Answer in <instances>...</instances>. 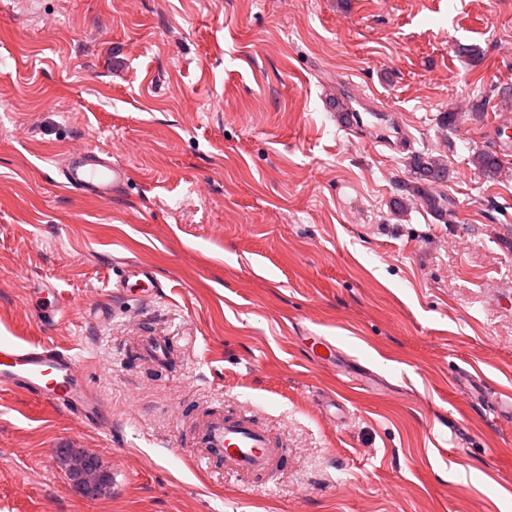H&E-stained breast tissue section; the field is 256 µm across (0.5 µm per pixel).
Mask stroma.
Instances as JSON below:
<instances>
[{"label": "stroma", "mask_w": 512, "mask_h": 512, "mask_svg": "<svg viewBox=\"0 0 512 512\" xmlns=\"http://www.w3.org/2000/svg\"><path fill=\"white\" fill-rule=\"evenodd\" d=\"M510 89L512 0H0V337L70 349L112 424L0 392V512H512V152L471 163ZM373 92L445 159L452 220L402 199L409 152L338 130L329 95ZM82 146L120 196L61 188ZM132 262L157 297L113 299ZM242 406L284 444L262 483L193 443ZM60 448L101 459L104 496ZM475 167L487 178H498L503 171V164L499 156L492 151L480 150L472 159ZM130 348L145 362L162 366L167 363L170 351L164 336L136 335L130 341ZM70 477L79 490L105 493L110 485V474L102 464L84 465V460L77 459L72 465Z\"/></svg>", "instance_id": "1"}]
</instances>
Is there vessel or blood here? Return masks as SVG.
<instances>
[{
    "label": "vessel or blood",
    "instance_id": "1",
    "mask_svg": "<svg viewBox=\"0 0 512 512\" xmlns=\"http://www.w3.org/2000/svg\"><path fill=\"white\" fill-rule=\"evenodd\" d=\"M336 121L347 135L369 128L372 143L395 149L402 139H390L383 114L348 108L337 112ZM64 186L92 197L108 198L128 181V171L112 163L108 153L92 148L67 156L60 167ZM159 284L152 269L131 264L124 277L112 284V294L126 297L139 292L157 295ZM130 347L145 362L161 366L170 351L165 337L135 335ZM0 391H21L77 417L98 429L106 428L105 406L86 382L83 371L68 349L49 342L0 338ZM194 440L220 455L224 472L231 477H267L283 460L281 443L271 431L245 413L212 416L198 422Z\"/></svg>",
    "mask_w": 512,
    "mask_h": 512
}]
</instances>
